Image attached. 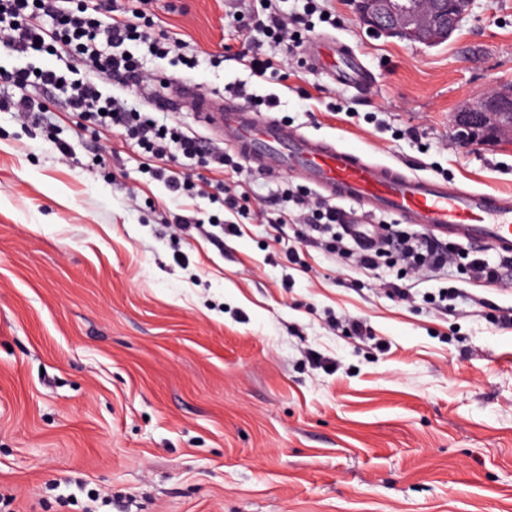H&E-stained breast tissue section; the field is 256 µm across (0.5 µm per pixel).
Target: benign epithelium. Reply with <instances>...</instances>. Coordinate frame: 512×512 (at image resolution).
<instances>
[{"instance_id":"obj_1","label":"benign epithelium","mask_w":512,"mask_h":512,"mask_svg":"<svg viewBox=\"0 0 512 512\" xmlns=\"http://www.w3.org/2000/svg\"><path fill=\"white\" fill-rule=\"evenodd\" d=\"M367 29L433 47L448 41L471 13L473 0H355ZM458 143L465 147L512 142V85H490L454 113Z\"/></svg>"}]
</instances>
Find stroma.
Masks as SVG:
<instances>
[{
	"label": "stroma",
	"mask_w": 512,
	"mask_h": 512,
	"mask_svg": "<svg viewBox=\"0 0 512 512\" xmlns=\"http://www.w3.org/2000/svg\"><path fill=\"white\" fill-rule=\"evenodd\" d=\"M328 5L315 34L358 49L373 88L297 62L257 81L234 19L256 0H151L199 64L142 60L207 92L276 95L288 125L417 174L512 191V144L468 150L453 128L464 100L512 85V0H475L434 47ZM145 163L64 109L37 125L0 112V497L15 512H83L92 495L99 512H512V327L496 322L512 289L450 267L398 302L382 288L395 268L366 274L271 227L293 174L225 170L247 208L229 235L211 224L221 202L172 200ZM174 213L207 233L180 236Z\"/></svg>",
	"instance_id": "obj_1"
}]
</instances>
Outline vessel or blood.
I'll return each instance as SVG.
<instances>
[{
  "mask_svg": "<svg viewBox=\"0 0 512 512\" xmlns=\"http://www.w3.org/2000/svg\"><path fill=\"white\" fill-rule=\"evenodd\" d=\"M308 58L310 68L334 82L358 88L371 81L358 53L339 41L315 37ZM167 99L191 105L210 134L228 138L251 166L299 173L322 195L354 204L361 215L388 213L438 240L466 241L512 256L511 193L472 190L375 161L193 85L172 86Z\"/></svg>",
  "mask_w": 512,
  "mask_h": 512,
  "instance_id": "b4317fda",
  "label": "vessel or blood"
}]
</instances>
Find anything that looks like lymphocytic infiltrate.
<instances>
[{
    "label": "lymphocytic infiltrate",
    "mask_w": 512,
    "mask_h": 512,
    "mask_svg": "<svg viewBox=\"0 0 512 512\" xmlns=\"http://www.w3.org/2000/svg\"><path fill=\"white\" fill-rule=\"evenodd\" d=\"M149 4L150 0H0V43L23 56L48 53L65 61L61 69L37 72L20 68L9 73V82L22 95L16 100L0 99V112L15 113L25 123L62 104L66 111L76 113L82 124L133 142L154 159L147 172L151 179L164 183L173 199L192 198L210 188L222 199L225 210L239 212L241 195L236 189L220 181L209 188L196 184L189 174L173 170L171 164L183 158L210 170L239 171L242 158L208 146L179 125L161 124L149 113L127 108L97 83L103 76L135 89L154 85V77L130 55L133 44L146 45L160 58L173 55L178 63L195 64V57L183 54L181 39L156 31ZM249 21L253 31L290 54L309 36L298 18L274 11L253 13ZM284 198L288 209L273 218V225L296 219L305 228L304 240L319 244L329 254L348 257L359 270L372 272L388 263L411 277L460 261L470 280L495 286L504 282L507 260L489 261L483 250L463 254L455 244L390 226L382 228L381 244L368 248L350 240L347 233H336L341 215L327 200L313 197L301 186L286 190Z\"/></svg>",
    "instance_id": "lymphocytic-infiltrate-1"
}]
</instances>
